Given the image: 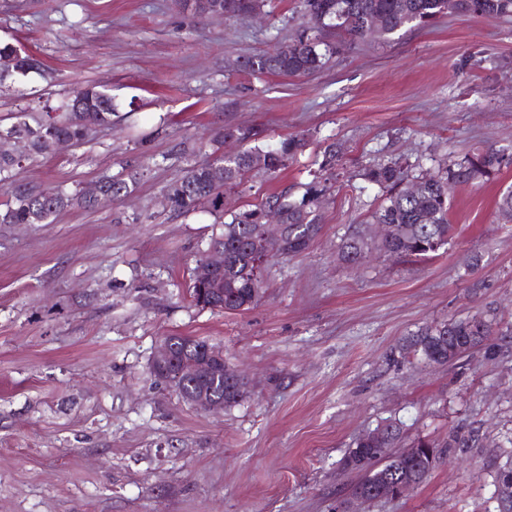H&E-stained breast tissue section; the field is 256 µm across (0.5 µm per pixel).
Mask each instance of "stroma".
Here are the masks:
<instances>
[{
  "label": "stroma",
  "instance_id": "1",
  "mask_svg": "<svg viewBox=\"0 0 512 512\" xmlns=\"http://www.w3.org/2000/svg\"><path fill=\"white\" fill-rule=\"evenodd\" d=\"M307 24L298 0L261 18L180 12L173 0H0V45L42 67L0 85V127L58 106L71 88L111 89L116 114L81 144L34 155L0 182L74 191L122 169L144 176L125 201L48 224H0V512H336L356 481L342 460L388 420L398 448L425 439L437 461L418 486L357 512H500L512 462V18L449 14L434 25L344 43L319 72L254 75L240 59ZM305 138L287 169L252 172L225 200L254 208L313 176L323 231L272 260L243 312L197 306L191 277L220 227L186 216L165 187L222 151L224 126ZM342 157L321 169L327 146ZM501 170L451 193L447 245L425 261L371 249L342 261L384 196L361 173L396 160L409 178L475 149ZM493 309L498 333L447 365L403 354L430 324ZM221 348L250 381L204 412L157 380L164 336ZM368 239L362 236L361 230L351 232L342 242L340 247L342 259L351 265H360L368 253Z\"/></svg>",
  "mask_w": 512,
  "mask_h": 512
}]
</instances>
